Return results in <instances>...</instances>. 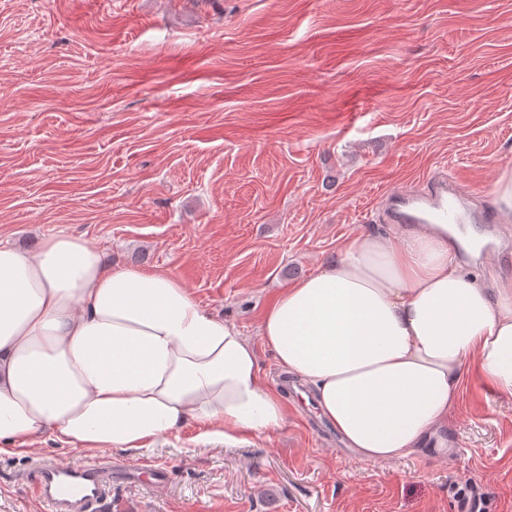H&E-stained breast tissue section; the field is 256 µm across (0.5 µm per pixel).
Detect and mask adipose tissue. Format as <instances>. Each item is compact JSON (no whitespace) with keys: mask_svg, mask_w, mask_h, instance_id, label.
<instances>
[{"mask_svg":"<svg viewBox=\"0 0 512 512\" xmlns=\"http://www.w3.org/2000/svg\"><path fill=\"white\" fill-rule=\"evenodd\" d=\"M259 334L364 460L417 453L467 368L512 396V290L464 273L447 236L360 232L281 290ZM196 446L273 434L287 408L252 343L174 275L114 265L55 235L0 241V453L50 437L147 450L187 419Z\"/></svg>","mask_w":512,"mask_h":512,"instance_id":"ef3b65f1","label":"adipose tissue"}]
</instances>
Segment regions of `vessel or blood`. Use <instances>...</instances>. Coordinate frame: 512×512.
I'll list each match as a JSON object with an SVG mask.
<instances>
[{"instance_id": "b4317fda", "label": "vessel or blood", "mask_w": 512, "mask_h": 512, "mask_svg": "<svg viewBox=\"0 0 512 512\" xmlns=\"http://www.w3.org/2000/svg\"><path fill=\"white\" fill-rule=\"evenodd\" d=\"M380 210L386 223L480 224L497 234L499 212L494 208H473L470 194L455 179L431 177L423 191L394 189L383 195ZM138 467L113 468L111 463L62 466L52 461L38 463L29 478L35 498L46 502L51 512H111L114 481L135 483Z\"/></svg>"}]
</instances>
